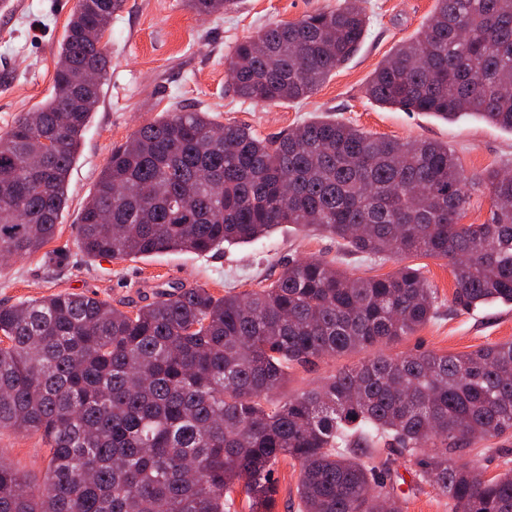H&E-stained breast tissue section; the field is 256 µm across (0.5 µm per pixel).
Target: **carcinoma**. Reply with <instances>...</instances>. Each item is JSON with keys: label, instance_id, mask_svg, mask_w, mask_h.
I'll list each match as a JSON object with an SVG mask.
<instances>
[{"label": "carcinoma", "instance_id": "cac0c4a2", "mask_svg": "<svg viewBox=\"0 0 512 512\" xmlns=\"http://www.w3.org/2000/svg\"><path fill=\"white\" fill-rule=\"evenodd\" d=\"M124 0H79L59 45L54 92L0 138V257L55 235L81 138L111 67L102 42ZM198 16L239 0H187ZM364 0H338L237 42L243 102L312 95L359 49ZM374 102L512 132V0H436L421 30L375 69ZM489 192L481 224H463ZM364 257L446 261L465 310L512 305V176L467 174L448 144L373 136L333 120L274 137L174 110L112 148L82 210L86 255L208 253L279 226ZM437 291L401 266L354 277L320 258L269 285L215 297L201 286L122 310L64 293L0 305V429L49 448L33 486L0 458V512H271L274 466L299 462L301 512H401L386 474L401 461L450 512H512V469L486 479L459 462L512 432V342L468 354L378 355L301 393L291 371L401 340L435 314ZM490 207V198L487 191H475L471 195L469 209L463 224H481L487 217Z\"/></svg>", "mask_w": 512, "mask_h": 512}]
</instances>
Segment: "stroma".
<instances>
[{"label":"stroma","mask_w":512,"mask_h":512,"mask_svg":"<svg viewBox=\"0 0 512 512\" xmlns=\"http://www.w3.org/2000/svg\"><path fill=\"white\" fill-rule=\"evenodd\" d=\"M0 13V137L20 114L51 96L56 53L78 0H15ZM336 0H241L228 13L200 17L185 0H124L104 40L112 59L102 97L82 138L69 176V201L54 238L42 251L0 263V304L15 305L59 293L96 295L133 310L173 286H202L215 296L243 293L274 281L285 264L318 257L362 278L382 277L400 262L369 261L332 237L283 226L252 243L205 255L171 252L150 257L91 259L80 249L78 224L113 145L173 109H201L222 123L245 124L262 137L312 119L347 122L376 136L447 143L465 171L502 168L512 172V133L477 118L444 122L419 112L383 107L365 86L394 48L419 31L434 0H365L368 33L355 56L336 69L308 99L299 103L254 104L234 98L225 60L236 41L282 21L294 22ZM438 293L434 319L412 335L382 347L390 357L431 351L460 355L512 341V305L459 311L451 304L454 279L445 261L407 257ZM365 353L326 358L311 371L299 369L281 388L284 396L307 390L339 371L356 367ZM0 458L41 483L50 456L37 434L0 430ZM512 459V436L479 442L465 462L494 477ZM300 466L286 459L275 468L272 512H300ZM402 512H449L448 500L431 485L418 483L404 465H394L387 481Z\"/></svg>","instance_id":"obj_1"}]
</instances>
